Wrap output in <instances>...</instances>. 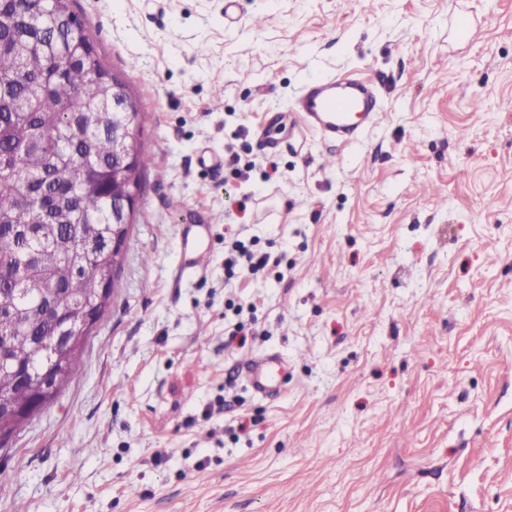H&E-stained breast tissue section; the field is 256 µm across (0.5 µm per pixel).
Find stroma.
Here are the masks:
<instances>
[{"label": "stroma", "instance_id": "35a3bbf8", "mask_svg": "<svg viewBox=\"0 0 512 512\" xmlns=\"http://www.w3.org/2000/svg\"><path fill=\"white\" fill-rule=\"evenodd\" d=\"M72 8L153 166L79 374L0 450V512H512V0ZM346 73L384 108L354 144L293 112ZM182 224L211 259L175 287ZM228 229L279 267L226 278ZM271 352L274 399L241 375Z\"/></svg>", "mask_w": 512, "mask_h": 512}]
</instances>
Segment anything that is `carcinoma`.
I'll return each mask as SVG.
<instances>
[{
    "mask_svg": "<svg viewBox=\"0 0 512 512\" xmlns=\"http://www.w3.org/2000/svg\"><path fill=\"white\" fill-rule=\"evenodd\" d=\"M71 0H55L53 26H30L40 0H0V336L32 364L42 356L48 320L33 308L52 299L57 314L87 309L102 323L116 288L112 255V126L125 114L99 109L112 97V70L84 24L71 25ZM130 179L144 189L153 164L142 142ZM42 192L25 205L26 192ZM81 352L64 364L65 377L44 404L48 410L81 369ZM26 390L0 368V398Z\"/></svg>",
    "mask_w": 512,
    "mask_h": 512,
    "instance_id": "obj_1",
    "label": "carcinoma"
}]
</instances>
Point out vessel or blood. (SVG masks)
Here are the masks:
<instances>
[{
  "mask_svg": "<svg viewBox=\"0 0 512 512\" xmlns=\"http://www.w3.org/2000/svg\"><path fill=\"white\" fill-rule=\"evenodd\" d=\"M381 108L373 87L362 80L337 75L310 81L295 102V112L306 127L322 138L340 139L350 144L359 141L378 122ZM210 237V225H181L179 273L200 272L207 267ZM284 365V360L276 355L248 360L250 389L261 396L276 392Z\"/></svg>",
  "mask_w": 512,
  "mask_h": 512,
  "instance_id": "1",
  "label": "vessel or blood"
}]
</instances>
